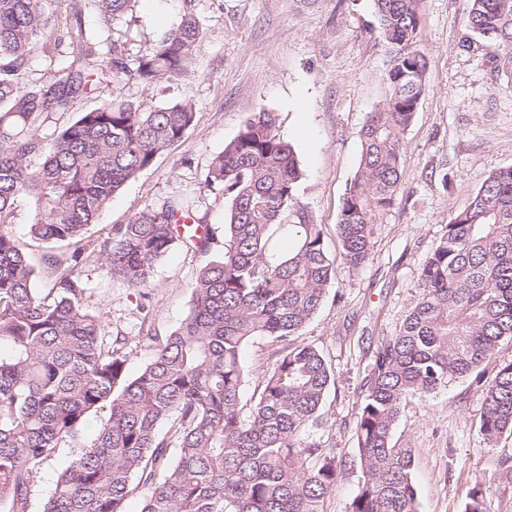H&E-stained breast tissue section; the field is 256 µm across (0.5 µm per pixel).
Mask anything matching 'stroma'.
Returning <instances> with one entry per match:
<instances>
[{
  "label": "stroma",
  "mask_w": 512,
  "mask_h": 512,
  "mask_svg": "<svg viewBox=\"0 0 512 512\" xmlns=\"http://www.w3.org/2000/svg\"><path fill=\"white\" fill-rule=\"evenodd\" d=\"M188 9L204 30L190 74L150 90L134 81L116 91L99 85L78 101L79 108L92 109L115 96L153 107L189 100L197 112L188 134L126 183L87 235L105 239L145 207L179 195L200 223L222 231L228 204L220 193L202 190L208 166L254 112L276 113L278 132L302 170L296 197L322 225L336 267L301 338L323 353L334 374L323 404L327 423L315 435L335 454L338 468L324 512H349L361 480L356 415L376 349L402 326L421 291L422 263L451 216L485 177L512 165V86L467 29L471 0H422L417 45L429 60L425 91L402 134L397 200L376 216L371 256L355 270L342 258L337 224L359 167V132L390 95L389 52L373 0H137L131 51L149 47ZM35 214L34 200L21 197L7 229L29 245L35 286L44 294L52 275L41 248L29 244ZM221 252L218 244L207 255L175 248L157 262L148 288L128 287L95 262L78 269L104 335L128 338L129 374L154 354L140 338L141 326L161 336L178 328L191 307L195 277ZM482 405L467 378L403 402L393 441L413 453L420 512H460L478 481L489 487L487 512H512V484L496 479L502 455L512 453V437L484 447L477 430ZM94 430L87 423L41 469L28 512H42L58 475L85 451Z\"/></svg>",
  "instance_id": "stroma-1"
}]
</instances>
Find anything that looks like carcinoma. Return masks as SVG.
Wrapping results in <instances>:
<instances>
[{
  "instance_id": "carcinoma-1",
  "label": "carcinoma",
  "mask_w": 512,
  "mask_h": 512,
  "mask_svg": "<svg viewBox=\"0 0 512 512\" xmlns=\"http://www.w3.org/2000/svg\"><path fill=\"white\" fill-rule=\"evenodd\" d=\"M0 0V512H28L39 471L92 417L88 449L62 470L43 512H324L336 457L314 439L334 382L323 354L296 336L335 279L322 225L295 195L302 171L277 130L254 113L210 162L203 188L228 203L221 256L192 285V306L167 336L146 334L154 357L126 370V338L101 335L75 275L95 260L112 278L149 288L156 263L177 247L208 253L215 231H181L186 200L146 207L98 242L86 237L112 196L180 141L196 119L189 100L147 108L132 102L76 107L95 79L147 88L191 72L203 29L187 12L143 53L112 33V56L85 25L86 6L103 23L137 0ZM419 0H374L390 52L391 95L360 131L358 175L337 224L345 263L370 257L373 218L400 187L401 134L425 90L428 61L416 47ZM468 28L497 73L512 83V0H473ZM63 59L59 77L27 75L35 55ZM73 119L46 136L56 114ZM42 163L35 167L33 159ZM35 199L30 237L48 245L52 287L41 296L24 246L4 225L18 198ZM297 214L298 222H288ZM421 292L397 334L377 348L356 417L362 482L350 512H419L408 448L392 444L401 405L471 378L483 397L478 432L490 448L512 436V361L492 378L482 366L512 340V166L482 182L446 224L422 263ZM262 338L276 358L259 392L242 403L243 349ZM475 483L463 512H486Z\"/></svg>"
}]
</instances>
